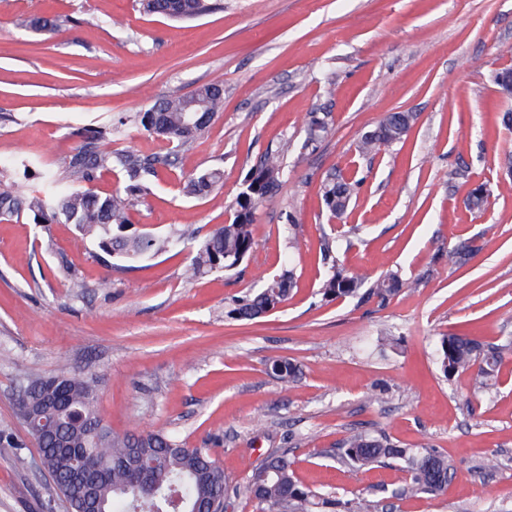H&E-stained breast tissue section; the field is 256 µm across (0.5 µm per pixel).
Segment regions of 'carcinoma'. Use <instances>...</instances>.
I'll use <instances>...</instances> for the list:
<instances>
[{
    "label": "carcinoma",
    "instance_id": "carcinoma-1",
    "mask_svg": "<svg viewBox=\"0 0 512 512\" xmlns=\"http://www.w3.org/2000/svg\"><path fill=\"white\" fill-rule=\"evenodd\" d=\"M142 11L175 19L193 18L218 8L209 0H140ZM26 24L37 31L55 32L58 20L35 15ZM198 112L184 110V95H171L155 108L135 117L145 130L151 131L172 145L163 158L143 157L130 149H114L112 143L121 139L125 122L106 124L94 132L87 145L72 156L62 177L37 183L26 190L12 180L0 179V216H19L30 211L39 221L62 219L72 224L81 237L95 243L111 258L128 263L151 259L174 246L178 239L160 236L151 231L122 235L128 227V211L132 197L147 190L155 165L171 164L179 149L192 143L209 127L224 104V84L217 80L197 88ZM406 112L388 114L378 127L364 135L361 150L370 153L383 144L400 140L410 127ZM111 171L126 182L124 191L101 196L90 189H78L72 183L90 182L101 171ZM284 176L280 155L270 153L249 175L245 189L234 203L233 219L221 224L198 244L196 254L185 269V276L194 279L207 273L227 271L250 256L255 242L252 216L257 206L269 200L278 190ZM223 172L207 170L190 176L184 186L190 198L202 199L219 189ZM355 183L346 177L331 179L324 185L323 199L333 215L348 208ZM478 251L470 243L448 249V263L463 266ZM261 288L233 300L230 316L252 320L262 317L284 304L296 286L293 272L285 269L269 278L262 277ZM403 281L390 272L374 281L331 264L321 284L327 299L359 297L381 303L397 294ZM503 347L487 344L471 336L446 335L436 346V362L444 376L460 371L475 372L476 389L487 391L495 384ZM271 374L283 387L293 384L299 369L288 358L274 359ZM52 400L61 407L44 411L43 419L54 429L57 438L79 450L82 458L103 476L90 478L89 487L99 499L100 512H133L134 507L146 512H164L166 500L143 489L148 485L162 489L176 486L183 512H202L213 501L229 499L224 471L216 465L207 448H184L169 434L149 432L116 435L109 430L99 413L98 387L92 376L83 371H66L47 378H34L27 385L24 397L16 400V416L26 425L33 438L39 440L42 428L34 416L35 409ZM50 438L42 448V464L54 475L43 487V497L51 502L65 498L69 461L58 455ZM340 457L359 466H368L382 459L402 461L409 473V483L398 495H440L447 490L451 464L434 448H405L383 436L356 431L341 444ZM235 496L256 504L258 512H311L317 494L299 484L292 462L285 454L271 453L255 467L246 484L235 490ZM341 512H377L379 504L363 496L337 502Z\"/></svg>",
    "mask_w": 512,
    "mask_h": 512
}]
</instances>
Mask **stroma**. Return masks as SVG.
<instances>
[{
    "label": "stroma",
    "mask_w": 512,
    "mask_h": 512,
    "mask_svg": "<svg viewBox=\"0 0 512 512\" xmlns=\"http://www.w3.org/2000/svg\"><path fill=\"white\" fill-rule=\"evenodd\" d=\"M58 18L53 35L32 15ZM512 66V0H223L175 20L136 0H0V159L28 187L64 173L87 132L174 93L224 83L206 132L135 197L129 229L184 233L188 244L128 264L82 241L71 224L0 217V428L26 442L27 468L0 446V512H69L45 503L49 475L15 415L22 381L83 370L117 434L162 431L209 449L228 488L283 453L319 496L363 495L383 512H512V125L491 80ZM392 112L412 121L372 154L362 137ZM325 124L310 140L312 117ZM282 152L276 195L255 212L256 247L229 272L185 281L192 246L228 223L250 171ZM208 169L222 187L183 193ZM359 180L346 212L322 201L333 177ZM487 184L482 209L469 192ZM370 278L400 274L386 302L324 301L322 260ZM473 241L465 266L438 256ZM294 260L297 285L276 312L228 318L259 274ZM504 346L495 387L444 377L445 334ZM301 373L281 389L268 370ZM385 432L434 448L452 466L444 494L398 496L403 463L336 458L352 432ZM269 370L285 388L293 384L299 376L297 366L285 357L272 360L269 364Z\"/></svg>",
    "instance_id": "35a3bbf8"
}]
</instances>
